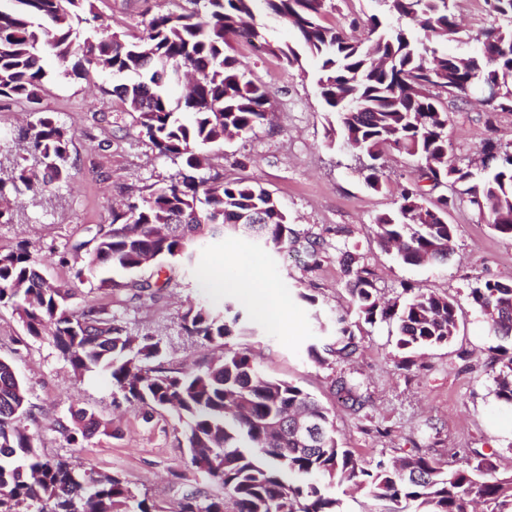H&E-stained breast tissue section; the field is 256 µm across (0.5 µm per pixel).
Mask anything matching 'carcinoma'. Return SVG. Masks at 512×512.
<instances>
[{"label":"carcinoma","instance_id":"obj_1","mask_svg":"<svg viewBox=\"0 0 512 512\" xmlns=\"http://www.w3.org/2000/svg\"><path fill=\"white\" fill-rule=\"evenodd\" d=\"M181 11L155 13L132 40L109 31L93 0H0V99L30 107V121L14 134L23 148L9 169L0 167V224L13 222L15 206L71 179L73 134L52 112L40 107L49 78L44 59L62 73L83 78L93 70L129 77L113 88L125 111L134 114L138 136L178 165L175 175L145 186L119 209L108 228L73 247L93 243L77 277L100 276L102 288L126 291V302L156 303L169 281L141 278L151 253L154 261L191 263L207 237L224 235L231 225H253L275 249L296 248L306 269L317 265L320 242H301L272 194L245 178H205L204 148L228 135L244 136L268 122L271 96L264 84L247 78L226 54L232 36L298 67L304 55L320 59L319 94L337 117L343 144L360 161L366 184L382 188L386 158L398 154L415 163V179L399 185L398 208L374 224L381 248L411 266L448 258L455 237L448 223L454 196L441 192L466 186L463 193L486 223L512 239V145L493 141L483 153L489 164L474 181L471 164L448 156V104L431 88L468 95L481 82L498 87L497 104L512 112V0H484L501 24L488 31L471 55H451L418 41L403 24L417 21L438 38L458 32L450 0H379L385 9L367 20L369 44L349 39L324 23L333 0H185ZM284 22L297 35L285 47L268 40L254 11ZM190 71L188 93L171 101L167 88ZM112 268L118 282L104 276ZM343 271L357 320L335 321L334 340L308 355L351 359L359 350V323L388 322L396 346L405 353L401 368L415 366L413 354L447 345L457 332V304L445 294L404 289L400 301L383 303L376 274L350 254ZM73 294L42 272V261L23 244L0 250V306L18 315L26 335L49 336L82 375L108 374L122 399L141 409L171 410L182 425L179 444L191 466L221 483L224 497H184L177 512H342L335 488L347 486L383 503L384 512H512V476H496L494 454L477 449L464 465L444 468L428 454L364 464L339 446L333 418L309 392L263 374L246 350L225 339L240 328L242 313L230 301L191 304L181 328L206 348L220 349L195 369L166 367L164 348L152 336L128 331L112 312L97 304L73 307ZM472 306L484 316L502 344L492 348L489 375L495 399L512 407V281L486 279L470 288ZM336 393L346 407L361 412L367 396L360 383L339 378ZM32 413L28 386L12 365L0 359V512H161L148 498H137L117 475L99 480L64 458L48 459L38 439L20 426ZM308 416L316 437L303 442L292 429ZM69 442L109 433V423L87 408L58 424Z\"/></svg>","mask_w":512,"mask_h":512}]
</instances>
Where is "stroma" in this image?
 Listing matches in <instances>:
<instances>
[{
  "instance_id": "obj_1",
  "label": "stroma",
  "mask_w": 512,
  "mask_h": 512,
  "mask_svg": "<svg viewBox=\"0 0 512 512\" xmlns=\"http://www.w3.org/2000/svg\"><path fill=\"white\" fill-rule=\"evenodd\" d=\"M326 21L351 37L367 34L366 19L378 12V0H335ZM97 12L113 31L125 36L143 29L145 6L172 9L171 0H94ZM462 24L458 38L448 41L449 53L472 54L482 34L497 27L484 0H454ZM232 55L249 78L264 83L271 94L273 114L268 123L244 137L210 149L211 166L204 177H244L269 190L303 236L322 244L320 265L306 271L289 249L266 247L239 232L205 240L195 266L161 260L148 273L168 280L162 298L149 307L124 304V291L101 288L92 277L77 278L81 260L73 259L75 244L87 240L92 228L107 226L112 207L146 185L169 179L176 165L141 142L134 119L117 98L103 95L115 85L111 75L94 72L74 79L53 74L43 106L74 132L70 147L72 177L62 188L24 198L14 223L0 224V249L24 241L44 257V273L72 290L74 307L104 305L135 333L160 338L165 366L192 368L208 356L181 329L188 302L219 296L205 276L208 269L226 278L239 272L254 274L288 303V322L276 325L253 305L242 304L243 335L230 338L233 348H249L261 372L293 382L314 394L331 412L343 447L367 464L415 451L429 452L444 466L461 464V451L479 448L501 455V470L512 473V409L501 407L492 394L488 373L497 338L483 316L470 304L468 292L485 279H512V240L494 233L468 201L448 212L458 227L454 251L441 264L409 266L383 250L373 234L376 216L394 210L400 183L413 177L410 160L389 157L381 190L368 187L358 173L355 156L341 144H329L334 123L317 91L319 64L306 58L301 68L285 66L277 56L261 53L244 39L231 40ZM448 139L455 157H474L487 140L512 144V113H489L487 106L469 101L449 105ZM363 257L377 273V286L386 298L413 286L446 294L458 307L453 341L422 352L423 368L407 371L399 362L388 324L361 332L362 351L354 362L328 357L320 364L307 353L309 345L328 343L323 329L336 314L355 319L347 279L338 262L343 251ZM310 301H303V294ZM0 358L9 360L30 390L33 415L23 425L38 439L42 453L61 456L75 466L120 476L138 496L148 495L164 512H176L192 491L219 494V487L187 461L179 448L181 426L172 412L143 416L113 394L108 377L99 371L75 375L52 341L27 336L11 308L0 307ZM354 375L370 394L360 413L344 407L335 394L336 378ZM94 409L112 432L96 434L80 446L69 445L57 430L71 411ZM389 428L381 437L376 427Z\"/></svg>"
}]
</instances>
